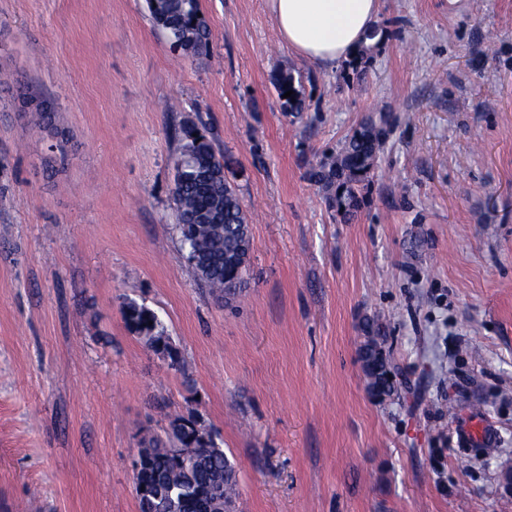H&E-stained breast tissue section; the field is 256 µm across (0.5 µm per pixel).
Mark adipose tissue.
<instances>
[{"label": "adipose tissue", "mask_w": 512, "mask_h": 512, "mask_svg": "<svg viewBox=\"0 0 512 512\" xmlns=\"http://www.w3.org/2000/svg\"><path fill=\"white\" fill-rule=\"evenodd\" d=\"M381 0H266L281 43L323 68L351 59L366 45Z\"/></svg>", "instance_id": "ef3b65f1"}]
</instances>
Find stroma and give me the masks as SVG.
<instances>
[{"instance_id":"1","label":"stroma","mask_w":512,"mask_h":512,"mask_svg":"<svg viewBox=\"0 0 512 512\" xmlns=\"http://www.w3.org/2000/svg\"><path fill=\"white\" fill-rule=\"evenodd\" d=\"M200 8L193 58L147 0H0V512H139L134 454L191 412L236 464V512H512V0H382L357 71L296 56L265 0ZM282 65L306 111H284ZM370 116L390 127L348 221L308 172ZM187 119L249 218L231 300L174 231ZM130 299L181 365L127 329ZM482 419L496 444H457ZM365 336L368 340L365 344L366 362L364 363V371L369 380L372 389H377L380 393L390 391V384L386 378V364L380 356L377 348L378 330L373 324H367L364 329Z\"/></svg>"}]
</instances>
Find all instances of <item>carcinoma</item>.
<instances>
[{
  "label": "carcinoma",
  "mask_w": 512,
  "mask_h": 512,
  "mask_svg": "<svg viewBox=\"0 0 512 512\" xmlns=\"http://www.w3.org/2000/svg\"><path fill=\"white\" fill-rule=\"evenodd\" d=\"M152 20L165 31L174 47L186 55L200 57L207 53L210 32L199 16L200 0H148ZM384 29L376 24L367 34L364 46L351 66L358 67L368 52L379 46ZM278 96L293 91L284 99L287 112L305 110V100L296 90L293 76L279 70L273 76ZM32 111L38 115L39 127L63 134L54 124V106L41 100ZM384 130L373 119L363 122L342 143L336 156L310 172V179L334 189L332 202L345 217L357 213L363 198L361 191L383 147ZM178 165L173 195L176 205L174 231L194 280L203 288L226 296H235L246 287L249 265L242 257L251 250V240L243 237L241 226L247 223L236 189L224 177V166L217 154L215 137L210 129L192 120L181 124ZM122 314L130 332L155 353L179 363L178 351L158 316L134 300L124 303ZM366 362L364 371L370 386L381 393L390 391L386 364L377 348L378 330L372 324L364 329ZM145 458L135 474V484L145 490L159 486L169 491L173 502H160L155 512H191L194 503L205 500L208 487L216 480L224 482V504L236 497L237 476L234 464L219 448L214 436L193 418L175 415L169 420L166 436H151L143 441ZM193 454L186 455L187 449Z\"/></svg>",
  "instance_id": "carcinoma-1"
}]
</instances>
